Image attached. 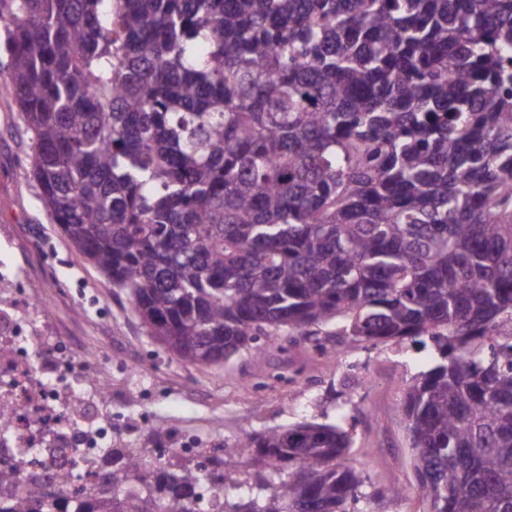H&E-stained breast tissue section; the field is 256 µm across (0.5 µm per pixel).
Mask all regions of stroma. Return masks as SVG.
Masks as SVG:
<instances>
[{
    "instance_id": "1",
    "label": "stroma",
    "mask_w": 512,
    "mask_h": 512,
    "mask_svg": "<svg viewBox=\"0 0 512 512\" xmlns=\"http://www.w3.org/2000/svg\"><path fill=\"white\" fill-rule=\"evenodd\" d=\"M0 52V275L18 309L48 304L49 330L87 353L78 369L97 377L112 368V394L98 400L111 414L118 443L144 447L152 429L169 443L191 436L233 458L248 433L304 420L346 415L353 435L349 463L368 490L408 488L387 512H423L401 402L408 385L432 364L430 349L394 344L363 348L321 327L269 353L257 371L241 352L210 366L180 361L153 339L127 294L114 288L52 224L39 200L29 164L30 140L17 112ZM340 356L339 363L327 353Z\"/></svg>"
}]
</instances>
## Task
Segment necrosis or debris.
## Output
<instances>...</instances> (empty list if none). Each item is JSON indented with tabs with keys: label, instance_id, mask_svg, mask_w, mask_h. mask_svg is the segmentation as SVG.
Instances as JSON below:
<instances>
[{
	"label": "necrosis or debris",
	"instance_id": "obj_1",
	"mask_svg": "<svg viewBox=\"0 0 512 512\" xmlns=\"http://www.w3.org/2000/svg\"><path fill=\"white\" fill-rule=\"evenodd\" d=\"M0 344L7 355L0 360V397L9 398L13 412L0 433V467L14 469L21 483L39 476L43 490L54 495V470L71 474L72 489L81 497L98 487L97 459L114 439L111 415L94 424L69 420L67 407L77 395H89L95 385L75 370L72 349L57 337L39 333L29 318L0 314ZM56 448L45 458L42 446Z\"/></svg>",
	"mask_w": 512,
	"mask_h": 512
}]
</instances>
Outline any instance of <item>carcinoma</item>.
<instances>
[{"mask_svg": "<svg viewBox=\"0 0 512 512\" xmlns=\"http://www.w3.org/2000/svg\"><path fill=\"white\" fill-rule=\"evenodd\" d=\"M52 223L177 359L336 325L435 351L401 407L427 512H512V0H0ZM341 425L248 434L255 494L348 512ZM207 465L114 445L93 499L0 512H196Z\"/></svg>", "mask_w": 512, "mask_h": 512, "instance_id": "carcinoma-1", "label": "carcinoma"}]
</instances>
